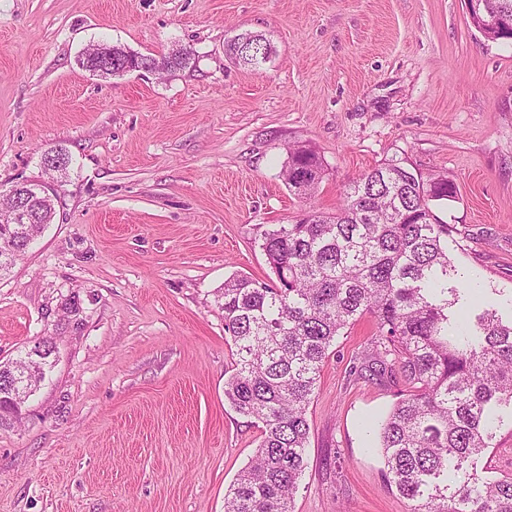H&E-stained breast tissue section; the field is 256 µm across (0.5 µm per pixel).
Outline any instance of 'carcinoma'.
Listing matches in <instances>:
<instances>
[{"label":"carcinoma","instance_id":"obj_1","mask_svg":"<svg viewBox=\"0 0 512 512\" xmlns=\"http://www.w3.org/2000/svg\"><path fill=\"white\" fill-rule=\"evenodd\" d=\"M470 24L497 41L512 40V0H480ZM226 57L253 68L274 53L259 32L227 40ZM166 73L189 68L192 50L163 55ZM288 188L310 195L322 181V158L294 145ZM458 196L446 173L424 175L402 161L381 163L348 182L333 213L283 224L261 249L274 278L224 281L217 303L236 359L224 397L261 424L254 459L224 495V512H292L305 471L307 413L331 347L365 316L374 319L371 375L398 374L406 389L382 422L379 448L389 486L410 512H512V472L480 467L497 411L512 407V318L485 308L459 329L466 288L448 254V225L432 207ZM21 231L0 236V273L52 223L55 205L31 204ZM29 357L0 363V421L17 418L44 379L27 376Z\"/></svg>","mask_w":512,"mask_h":512}]
</instances>
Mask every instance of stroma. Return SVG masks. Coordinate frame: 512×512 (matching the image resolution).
<instances>
[{
	"instance_id": "stroma-1",
	"label": "stroma",
	"mask_w": 512,
	"mask_h": 512,
	"mask_svg": "<svg viewBox=\"0 0 512 512\" xmlns=\"http://www.w3.org/2000/svg\"><path fill=\"white\" fill-rule=\"evenodd\" d=\"M245 30L276 49L254 70L224 55ZM100 42L196 62L95 76L78 60ZM297 142L326 169L308 198L283 177ZM54 148V221L0 277V361L56 343L0 426V512H224L261 433L224 397L217 292L269 279L264 234L382 162L454 178L448 253L512 313V43L465 0H0V193L45 178ZM374 334L363 318L322 369L292 512L409 510L363 427L405 388L361 376Z\"/></svg>"
}]
</instances>
